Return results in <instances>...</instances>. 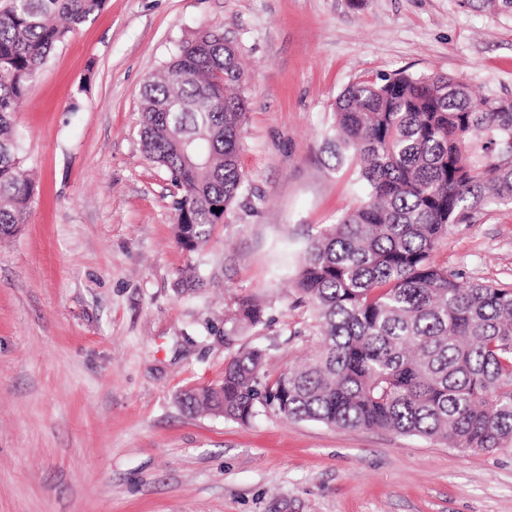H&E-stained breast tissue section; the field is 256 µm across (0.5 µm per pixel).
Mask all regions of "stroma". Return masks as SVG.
I'll return each mask as SVG.
<instances>
[{
  "label": "stroma",
  "instance_id": "obj_1",
  "mask_svg": "<svg viewBox=\"0 0 512 512\" xmlns=\"http://www.w3.org/2000/svg\"><path fill=\"white\" fill-rule=\"evenodd\" d=\"M204 25L244 67L247 182L190 254L139 101ZM397 72L512 100V16L462 0H107L56 48L15 115L36 191L0 240V512H512V445L464 453L177 402L222 378L231 299L265 308L270 327L237 343L268 347L269 374L314 353L304 251L365 195L326 148L336 97ZM433 258L512 287V205L450 225ZM189 270L205 286L179 292Z\"/></svg>",
  "mask_w": 512,
  "mask_h": 512
}]
</instances>
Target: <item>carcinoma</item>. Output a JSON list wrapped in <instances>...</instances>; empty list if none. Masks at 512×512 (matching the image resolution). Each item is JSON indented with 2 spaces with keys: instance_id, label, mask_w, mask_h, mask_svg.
I'll use <instances>...</instances> for the list:
<instances>
[{
  "instance_id": "obj_1",
  "label": "carcinoma",
  "mask_w": 512,
  "mask_h": 512,
  "mask_svg": "<svg viewBox=\"0 0 512 512\" xmlns=\"http://www.w3.org/2000/svg\"><path fill=\"white\" fill-rule=\"evenodd\" d=\"M512 15V0H465ZM105 0H8L0 9V237L20 232L35 184L14 114L53 50ZM237 53L209 28L144 86L140 141L176 189V240L206 246L246 176L247 102ZM338 159L361 164L367 195L306 247L297 287L318 348L271 379L267 349L241 346L218 382L181 405L246 424L286 420L438 438L461 452L512 442V288L462 280L432 253L452 224L512 204V109L447 75L357 80L336 98ZM220 209L216 213L213 208ZM267 324L245 298L227 307L228 341Z\"/></svg>"
}]
</instances>
